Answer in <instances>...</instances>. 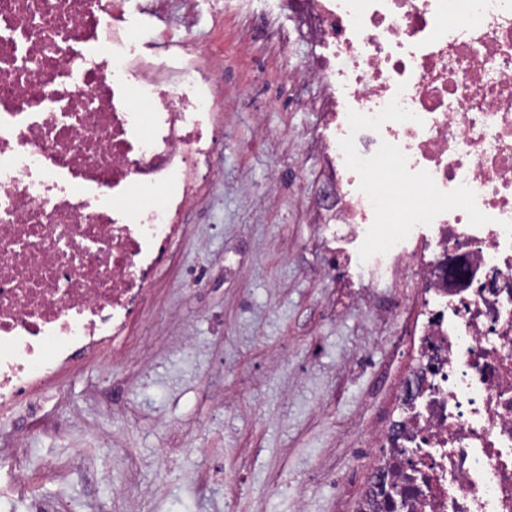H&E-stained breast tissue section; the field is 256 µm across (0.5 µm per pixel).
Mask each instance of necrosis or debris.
I'll list each match as a JSON object with an SVG mask.
<instances>
[{"instance_id": "necrosis-or-debris-1", "label": "necrosis or debris", "mask_w": 512, "mask_h": 512, "mask_svg": "<svg viewBox=\"0 0 512 512\" xmlns=\"http://www.w3.org/2000/svg\"><path fill=\"white\" fill-rule=\"evenodd\" d=\"M319 50V191L339 287L390 289L412 366L362 512H512V0H280ZM126 0H0V402L125 333L220 180L224 53ZM396 192L428 198L392 210Z\"/></svg>"}]
</instances>
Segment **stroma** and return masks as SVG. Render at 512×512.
I'll return each mask as SVG.
<instances>
[{
    "instance_id": "1",
    "label": "stroma",
    "mask_w": 512,
    "mask_h": 512,
    "mask_svg": "<svg viewBox=\"0 0 512 512\" xmlns=\"http://www.w3.org/2000/svg\"><path fill=\"white\" fill-rule=\"evenodd\" d=\"M156 6L224 44L223 180L202 182L132 329L78 362L67 401L40 387L41 431L0 406V436H19L44 512L60 497L66 512H354L374 457L349 450L396 409L403 365L398 323L345 303L305 216L319 115L275 97L312 47L272 38L293 27L277 0ZM116 440L134 467L113 460ZM74 457L84 466L64 482L41 478ZM332 467L352 473L339 498L323 483Z\"/></svg>"
}]
</instances>
